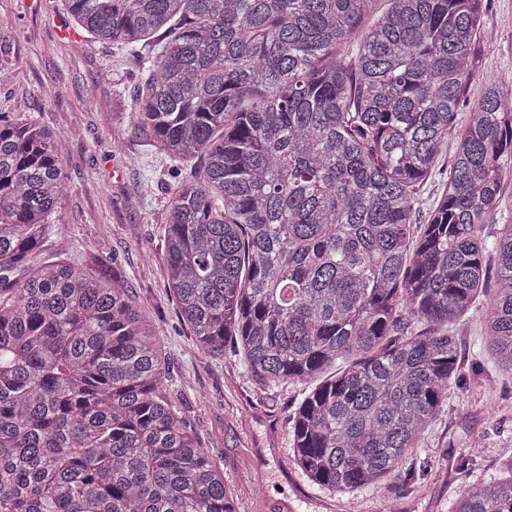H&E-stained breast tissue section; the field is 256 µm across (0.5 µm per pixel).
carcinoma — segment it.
Returning <instances> with one entry per match:
<instances>
[{
  "label": "carcinoma",
  "mask_w": 512,
  "mask_h": 512,
  "mask_svg": "<svg viewBox=\"0 0 512 512\" xmlns=\"http://www.w3.org/2000/svg\"><path fill=\"white\" fill-rule=\"evenodd\" d=\"M64 0L81 28L158 35L134 119L180 174L167 286L206 352L237 346L260 386L318 382L289 418L314 485L399 473L467 384L450 328L490 292L488 343L512 375V81L469 118L484 0ZM448 189L416 223L448 152ZM66 152L0 112V512H233L224 473L167 395L163 337L126 280L45 256ZM451 512H512V476Z\"/></svg>",
  "instance_id": "1"
}]
</instances>
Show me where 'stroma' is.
<instances>
[{"instance_id":"obj_1","label":"stroma","mask_w":512,"mask_h":512,"mask_svg":"<svg viewBox=\"0 0 512 512\" xmlns=\"http://www.w3.org/2000/svg\"><path fill=\"white\" fill-rule=\"evenodd\" d=\"M70 19L63 0H0V112L22 105L64 143L67 193L49 251L70 264L104 261L125 277L164 338L168 393L223 469L234 512H326L328 502L343 503L345 512H448L469 484L507 477L501 463L512 458V376L487 348L483 296L454 327L462 360L478 375L452 392L412 450L410 462L428 463L421 480L392 475L345 495L308 481L294 461L287 417L309 384L261 390L232 351L202 352L166 288L161 240L176 182L131 112L148 46L102 43L78 26L62 35ZM482 25L494 37L478 48L481 79L466 94L464 117L483 78H512V0H486ZM474 444L479 458L457 469Z\"/></svg>"}]
</instances>
